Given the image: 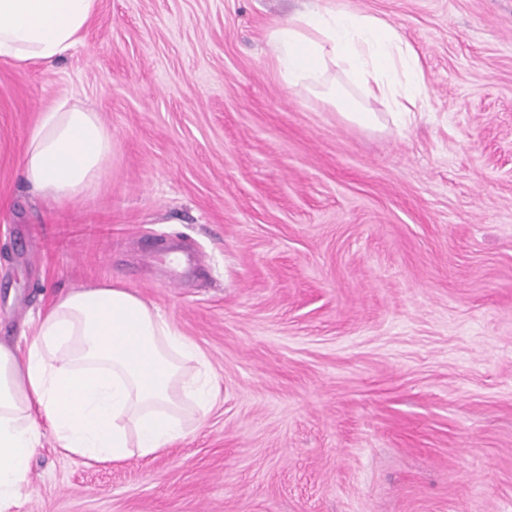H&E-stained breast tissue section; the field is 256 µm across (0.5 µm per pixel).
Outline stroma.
Here are the masks:
<instances>
[{
	"mask_svg": "<svg viewBox=\"0 0 512 512\" xmlns=\"http://www.w3.org/2000/svg\"><path fill=\"white\" fill-rule=\"evenodd\" d=\"M315 7L399 29L423 111L289 88L269 31ZM63 98L113 150L59 205L20 160ZM105 279L215 398L154 457L45 434L11 512H512V0H99L83 48L0 63V342Z\"/></svg>",
	"mask_w": 512,
	"mask_h": 512,
	"instance_id": "stroma-1",
	"label": "stroma"
}]
</instances>
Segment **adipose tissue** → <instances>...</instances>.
Returning a JSON list of instances; mask_svg holds the SVG:
<instances>
[{
    "label": "adipose tissue",
    "mask_w": 512,
    "mask_h": 512,
    "mask_svg": "<svg viewBox=\"0 0 512 512\" xmlns=\"http://www.w3.org/2000/svg\"><path fill=\"white\" fill-rule=\"evenodd\" d=\"M98 3L0 0V59L21 69L58 62L83 44ZM270 40L289 87L348 122L378 128L371 99L402 117L423 109L419 57L378 17L317 8L276 23ZM111 157L98 112L64 98L40 115L20 168L33 191L63 204L90 195ZM197 358L172 321L110 281L54 300L26 348L0 342V512L20 499L43 427L66 454L102 463L155 456L185 438L179 397L202 411L213 397L191 372Z\"/></svg>",
    "instance_id": "obj_1"
}]
</instances>
